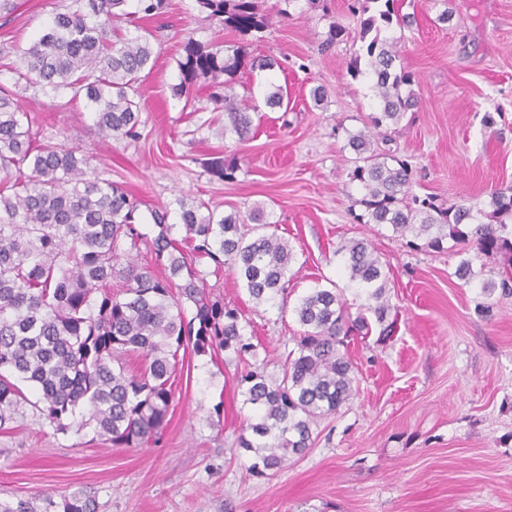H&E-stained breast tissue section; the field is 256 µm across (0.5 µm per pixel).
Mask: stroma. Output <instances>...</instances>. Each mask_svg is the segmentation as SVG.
I'll use <instances>...</instances> for the list:
<instances>
[{
	"mask_svg": "<svg viewBox=\"0 0 512 512\" xmlns=\"http://www.w3.org/2000/svg\"><path fill=\"white\" fill-rule=\"evenodd\" d=\"M349 3L294 0L288 18L242 35L195 0H169L168 13L147 24L155 65L139 87L136 139L99 134L85 108L58 111L34 87L17 100L38 114L40 139L78 147L102 178L139 200L147 237L157 233L149 214L157 206L267 207L296 255L284 307L255 305L231 270L196 264L259 340L270 376L302 332L293 309L310 288L337 286L357 314L340 248L367 240L390 269L395 325L385 343L351 341L357 395L318 422L302 458L261 477L254 454L237 443L253 417L237 385L246 361L188 350L178 355L168 425L142 447L112 446L89 428L55 432L23 406L0 428L1 500L59 503L82 489L98 512H512V291L483 292L455 277L459 256L413 249L387 226L356 222L362 208L345 143L374 103L368 80L348 68L365 52ZM70 4L22 0L0 21V43L29 46ZM414 9L418 27L382 29L397 40L420 101L386 148L409 161L417 194L487 205L491 192L512 190V0H414ZM334 22L347 33L322 50ZM190 38L277 58L272 77L288 87V110L254 121L242 144L225 136L223 113L185 111L172 87ZM317 85L326 90L318 105L310 97ZM219 158L236 160L234 180L211 172Z\"/></svg>",
	"mask_w": 512,
	"mask_h": 512,
	"instance_id": "stroma-1",
	"label": "stroma"
}]
</instances>
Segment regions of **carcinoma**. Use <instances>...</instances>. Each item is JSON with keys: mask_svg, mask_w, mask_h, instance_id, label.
Masks as SVG:
<instances>
[{"mask_svg": "<svg viewBox=\"0 0 512 512\" xmlns=\"http://www.w3.org/2000/svg\"><path fill=\"white\" fill-rule=\"evenodd\" d=\"M200 10L240 33L260 32L268 17L259 0H196ZM166 0H74L54 15L27 48L14 53L13 86L0 83V424L29 403L58 433L81 416L112 445L138 448L165 430L173 398L171 377L177 355L188 347L196 355L234 351L257 356V345L243 333L236 310L206 293V273L187 261L173 232L180 229L200 257L228 266L249 297L275 305L288 288L295 254L281 237L267 232L271 214L255 204L220 213L200 201H178L179 223H168L167 207L150 212L158 228L147 242L152 264L138 263L143 242L135 224L138 201L121 186L99 177L75 146L40 142L35 117L19 110L12 87L36 86L53 93L57 107L79 102L89 109L96 129L113 138L139 135L138 84L152 70V48L120 24L161 15ZM366 62L356 56L351 71L372 80L378 111L364 129L348 133L354 153L350 181L362 197L361 224L388 225L396 237L434 252L474 250L479 266L462 259L454 275L482 287L506 289L512 276V194L491 193L492 210L464 201L436 203L433 196L411 194L412 171L405 160L375 147L382 129H398L418 106L410 72L398 65L397 43L380 38L391 24L394 0H352ZM180 83L173 95L200 78L232 76L243 65L272 71L269 58H248L241 45L209 50L193 39L182 46ZM263 104L232 92L212 96L224 112V136L250 138L251 113L284 108L287 90L270 83L261 88ZM235 160L213 161V174L234 179ZM349 283L359 290L362 312L350 318L347 301L334 288L315 287L294 312L304 328L278 377L253 366L238 379L243 405L253 422L238 438L239 447L258 459L260 476L280 470L286 457L304 455L312 445V425L337 412L356 393L348 338L370 331L365 313L383 323L391 304L389 272L368 242L341 247ZM502 268L500 283L482 280L489 262ZM178 292H173V289ZM194 310L186 315L181 299ZM140 359L128 370L126 359ZM37 393L33 403L24 391ZM45 500L37 509L27 501H0V512H51ZM63 512H96L95 500L77 491Z\"/></svg>", "mask_w": 512, "mask_h": 512, "instance_id": "1", "label": "carcinoma"}]
</instances>
